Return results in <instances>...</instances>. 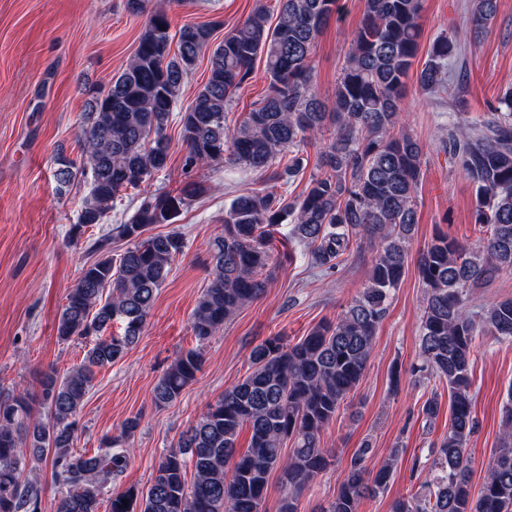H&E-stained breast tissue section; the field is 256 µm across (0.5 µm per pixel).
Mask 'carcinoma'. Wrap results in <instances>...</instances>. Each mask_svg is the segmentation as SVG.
<instances>
[{
	"label": "carcinoma",
	"mask_w": 512,
	"mask_h": 512,
	"mask_svg": "<svg viewBox=\"0 0 512 512\" xmlns=\"http://www.w3.org/2000/svg\"><path fill=\"white\" fill-rule=\"evenodd\" d=\"M279 2L275 24L259 5L212 49L208 77L181 112L183 169L231 164L267 172V180L286 185L303 174L300 153L309 137L326 132L322 171L289 201L272 189L232 201L224 212V231L210 242V280L190 330L206 340L264 294L274 264L268 240L285 222L308 246L314 264L327 269L351 252L353 238L366 240L376 250L368 284L336 321L316 325L298 342L272 337L254 346L246 377L181 433L159 460L148 488L113 489L112 478L129 466V441L140 418L127 419L120 436L103 437L101 448L90 454L73 449L78 416L97 370L122 360L138 342L157 290L183 253L180 233L149 236V228L175 223L207 187L191 180L177 195L144 191L126 222L91 242L98 258L83 267L67 294L57 336L96 340L64 376L54 369L43 374L39 401L46 417L32 414L25 394L0 398V512H41L40 487L23 477L28 461L50 463L57 487L54 512H100L104 503L108 512H267L274 471L280 472L282 490L278 512H297L301 493L329 465L323 433L362 380L377 329L408 270L425 144L400 129L399 110L419 52L422 0H364L331 112L313 91L311 55L323 28L339 13V0ZM497 8L498 0H472L474 39L488 32ZM212 37L209 24H185L173 53L169 17L155 10L125 68L90 101L78 156L59 157L55 173L61 192L75 173L90 175L78 221L68 232L70 244L104 223L122 190L142 186L167 165L170 116L184 79ZM458 52L452 38L435 40L415 74L417 86L448 93V64ZM259 57L268 93L232 128L226 124L227 106ZM444 149L474 185V223L483 237L471 247L439 232L417 258L426 303L421 361L410 375L415 384L433 379L446 387L451 415L431 450L432 480L417 493L394 499L391 512H512V388L502 407L499 446L475 497L468 448L476 427L470 395L475 339L482 334L512 341V298L480 314L469 309L475 289L512 269V90L500 95L484 129L459 123ZM120 241L126 247L118 254ZM115 322L123 332L104 335ZM202 365L200 351L180 354L152 389L155 405L176 401ZM245 430L250 437L242 451L238 440ZM370 452L366 445L352 456L336 498L323 512H358L361 501L387 489L398 454L373 472L366 466Z\"/></svg>",
	"instance_id": "obj_1"
}]
</instances>
